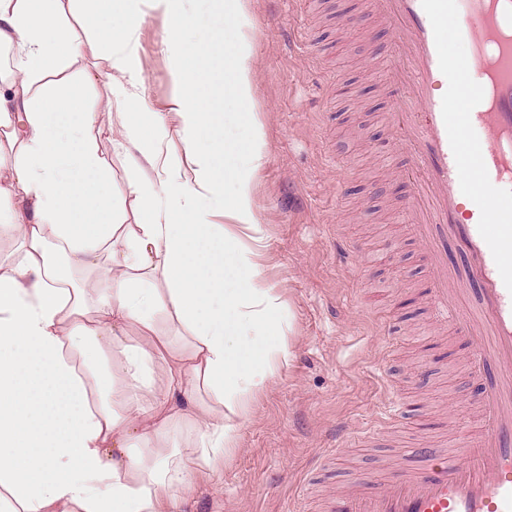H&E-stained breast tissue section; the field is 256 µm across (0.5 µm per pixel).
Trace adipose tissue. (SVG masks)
<instances>
[{
	"label": "adipose tissue",
	"instance_id": "obj_1",
	"mask_svg": "<svg viewBox=\"0 0 512 512\" xmlns=\"http://www.w3.org/2000/svg\"><path fill=\"white\" fill-rule=\"evenodd\" d=\"M181 0H0V129L17 155L0 156V236L20 252L0 264V503L8 512H192L202 484L221 487L252 397L293 362L281 298L257 261L264 229L253 179L259 128L214 175L204 134L207 98L185 85L179 134L191 178L170 169L160 113L133 107L144 65L119 36L145 10L173 17L181 62L204 60L177 21ZM118 13L107 25L103 16ZM83 22L110 63L98 112L119 119L112 143L132 176L141 221L127 224L112 171L90 131L98 112L67 84L47 88L81 55ZM255 62L238 39L232 96L253 106ZM240 232L211 223L201 199ZM167 318L174 334L161 332Z\"/></svg>",
	"mask_w": 512,
	"mask_h": 512
}]
</instances>
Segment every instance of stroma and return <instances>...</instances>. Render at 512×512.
I'll return each mask as SVG.
<instances>
[{
  "instance_id": "1",
  "label": "stroma",
  "mask_w": 512,
  "mask_h": 512,
  "mask_svg": "<svg viewBox=\"0 0 512 512\" xmlns=\"http://www.w3.org/2000/svg\"><path fill=\"white\" fill-rule=\"evenodd\" d=\"M247 14L256 62L249 114L225 91L232 48L224 0H184L181 10L185 34L207 61L193 83L217 115L207 135L216 159L261 126L258 262L290 319L294 360L254 395L224 458L223 488L196 489L193 512H336L352 482L377 490L418 466V448L444 455L456 435H478L476 410L497 370L471 375L466 337L434 317L424 249L404 217L403 173L381 161L391 140L389 97L373 67L391 52L388 25L366 0H248ZM170 26L151 11L134 35L145 66L135 104L165 113L163 150L178 164L182 66L168 45ZM117 122L100 113L94 132L112 169L110 193L135 224L130 172L109 139ZM344 246L361 247L358 263L344 262ZM394 395L404 404L397 419L385 412Z\"/></svg>"
}]
</instances>
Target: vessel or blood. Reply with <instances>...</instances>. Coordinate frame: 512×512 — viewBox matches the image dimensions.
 Wrapping results in <instances>:
<instances>
[{"label": "vessel or blood", "mask_w": 512, "mask_h": 512, "mask_svg": "<svg viewBox=\"0 0 512 512\" xmlns=\"http://www.w3.org/2000/svg\"><path fill=\"white\" fill-rule=\"evenodd\" d=\"M457 0H370L392 29L377 63L389 88L391 160L407 180L405 217L431 267L439 320L471 343L472 373L498 368L486 389L479 439L459 437L451 456L424 451L422 467L369 494L343 497L336 512H512V0H466L447 49ZM478 138H471V131ZM464 252L466 278L442 247Z\"/></svg>", "instance_id": "1"}]
</instances>
